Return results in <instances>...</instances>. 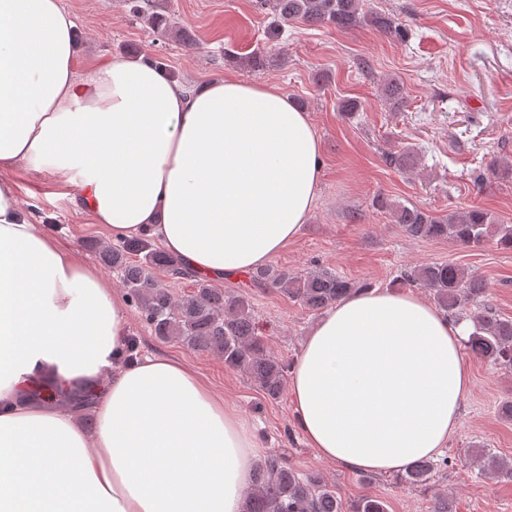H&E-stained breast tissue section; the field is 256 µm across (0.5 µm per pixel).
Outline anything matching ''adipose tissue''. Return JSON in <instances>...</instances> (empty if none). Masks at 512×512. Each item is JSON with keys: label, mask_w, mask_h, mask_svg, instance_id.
I'll list each match as a JSON object with an SVG mask.
<instances>
[{"label": "adipose tissue", "mask_w": 512, "mask_h": 512, "mask_svg": "<svg viewBox=\"0 0 512 512\" xmlns=\"http://www.w3.org/2000/svg\"><path fill=\"white\" fill-rule=\"evenodd\" d=\"M320 155L275 85L185 83L145 57L81 80L60 0H0V512H244L265 453L184 363L125 362V299L34 224L11 171L64 178L113 238L149 235L220 280L300 234ZM463 336L397 289L326 309L289 379L307 443L385 475L441 454L471 389Z\"/></svg>", "instance_id": "adipose-tissue-1"}]
</instances>
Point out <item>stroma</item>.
I'll return each mask as SVG.
<instances>
[{
	"instance_id": "1",
	"label": "stroma",
	"mask_w": 512,
	"mask_h": 512,
	"mask_svg": "<svg viewBox=\"0 0 512 512\" xmlns=\"http://www.w3.org/2000/svg\"><path fill=\"white\" fill-rule=\"evenodd\" d=\"M144 2L139 14L128 0H61L78 31V76L107 58L137 52L189 82L232 77L276 85L309 114L322 149L317 202L271 267L326 269L374 288L396 289L404 271L448 261L483 277L486 304L512 319V249L492 239L478 247L414 239L373 205L381 194L437 214L476 207L494 223L512 225V175L488 170L493 160L512 164V0H370L374 11L401 24L398 39L370 25L339 30L283 22L266 0ZM151 13L187 27L194 45L159 36L146 21ZM258 50L265 54L263 67L244 65L243 57ZM388 74L405 88V104L396 112L380 93ZM347 99L358 101V112H340ZM405 147L420 158L414 170L386 164L387 153ZM11 176L39 227L123 291L118 273L99 255L112 235L74 206V188L25 167ZM218 285L246 294L271 351L295 360L316 314L279 290L251 286L245 274ZM127 319L138 357L185 362L249 419L267 454L282 456L300 473L323 475L343 506L370 494L385 500L387 512H431L435 498L445 494L454 512H512V479L481 477L467 459L476 446L512 457V420L498 414L499 405L512 399V373L466 354L472 387L444 450L455 464L430 485L402 487L394 476L352 472L320 459L297 426L289 394L267 399L222 357L157 338L136 307H128Z\"/></svg>"
}]
</instances>
